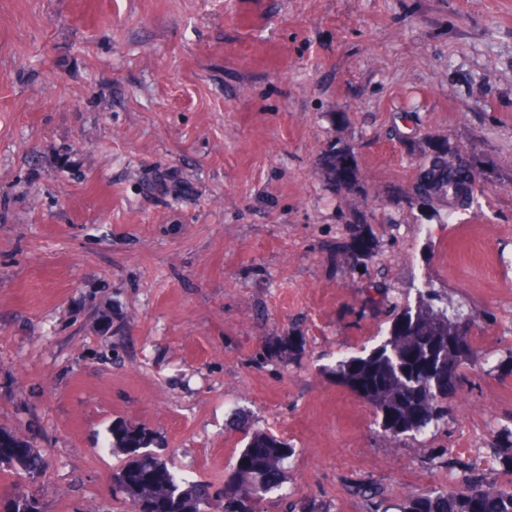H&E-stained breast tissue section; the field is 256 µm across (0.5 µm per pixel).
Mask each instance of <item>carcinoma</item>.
<instances>
[{
  "label": "carcinoma",
  "instance_id": "1",
  "mask_svg": "<svg viewBox=\"0 0 512 512\" xmlns=\"http://www.w3.org/2000/svg\"><path fill=\"white\" fill-rule=\"evenodd\" d=\"M321 164L333 182L354 179L352 152L332 147ZM477 187L451 176L448 154H429L422 173L408 189L405 202L447 214L467 209ZM346 248L354 264L367 266L373 260L371 238L360 224L348 227ZM430 285L417 289L415 303L391 315L379 343L366 354L342 353L332 372L338 383L362 398L373 409L385 437L400 441L423 435L448 414V370L462 385V368L475 360L472 338L464 353L448 358V346L458 335L459 317L439 306ZM303 345L296 336L269 341L262 359L286 361L298 357ZM109 449L123 456L120 470L136 469L134 480L143 484L136 494L119 484L129 512H207L211 486L180 476L169 459L151 451V431L141 425L116 420L110 429ZM295 448L282 437L263 429H248L245 443L233 457L224 476V512H262L266 495L283 489L286 462ZM442 466L458 471L459 481L439 490L410 492L392 505L379 487L364 484L358 493L372 505L371 512H512V481L502 483L491 471L477 468L462 458L438 455ZM0 464L12 468L19 478L40 475L45 459L40 449L10 431L0 430Z\"/></svg>",
  "mask_w": 512,
  "mask_h": 512
}]
</instances>
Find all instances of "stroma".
<instances>
[{"label":"stroma","instance_id":"35a3bbf8","mask_svg":"<svg viewBox=\"0 0 512 512\" xmlns=\"http://www.w3.org/2000/svg\"><path fill=\"white\" fill-rule=\"evenodd\" d=\"M432 138L484 181L447 219L404 200ZM337 143L356 188L319 164ZM427 280L481 363L392 445L332 368ZM290 333L299 358L260 359ZM239 408L331 512L455 481L441 448L512 454V0H0V428L46 459L0 466V499L127 512L118 419L223 490ZM349 241L346 248L354 264L367 266L373 260V249L369 233L361 224H350L348 227Z\"/></svg>","mask_w":512,"mask_h":512}]
</instances>
